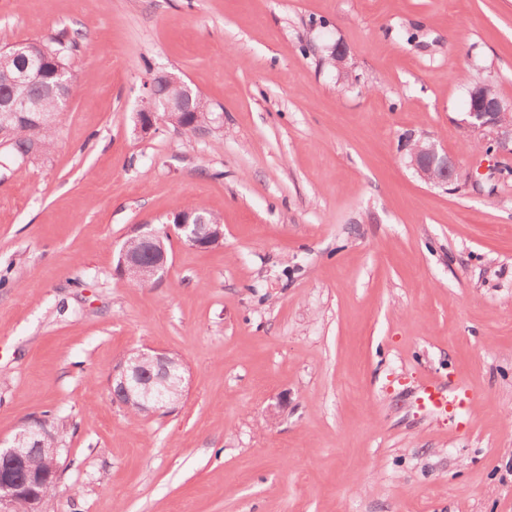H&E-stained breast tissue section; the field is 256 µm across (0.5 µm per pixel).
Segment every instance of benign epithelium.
<instances>
[{"mask_svg":"<svg viewBox=\"0 0 512 512\" xmlns=\"http://www.w3.org/2000/svg\"><path fill=\"white\" fill-rule=\"evenodd\" d=\"M329 57L333 60L338 78L343 79L349 73L348 49L338 43L330 48ZM45 57L34 55L33 65L23 69L15 76V83L23 87L40 78L42 62ZM169 113L174 110V101L159 102L153 83L144 84V96L139 112L136 113L135 131L140 135L150 133L159 119L160 109ZM36 106L23 97L14 99L0 114V139L7 140L13 116L19 112H32ZM467 126L488 137V147L496 155L512 156V102H506L491 83H481L469 91ZM408 166L426 183L448 184L458 176L457 163L448 153L439 151L431 141L418 140L408 152ZM174 227L180 239L192 248L211 246L224 241V225L211 224L202 217L190 215L178 219ZM134 237L147 246V251L126 252L121 250L118 258L120 271L126 268L136 269L143 266L150 271L149 280L164 273L168 265V254L162 244V238L168 233L151 228L149 224H139L134 229ZM152 366L160 373L151 377V381L166 384L171 376L167 358L162 353L153 357ZM141 384L140 372L131 365L128 357H123L112 372V394L122 398H132L137 385ZM57 440L56 433L49 427L48 421L41 419L25 425L17 432L9 446L0 448V512H15L18 505H24L26 512H41L45 500L43 488L50 482H57L60 472L37 469L31 465L32 459L45 452L57 453L59 448H46V442Z\"/></svg>","mask_w":512,"mask_h":512,"instance_id":"1","label":"benign epithelium"}]
</instances>
